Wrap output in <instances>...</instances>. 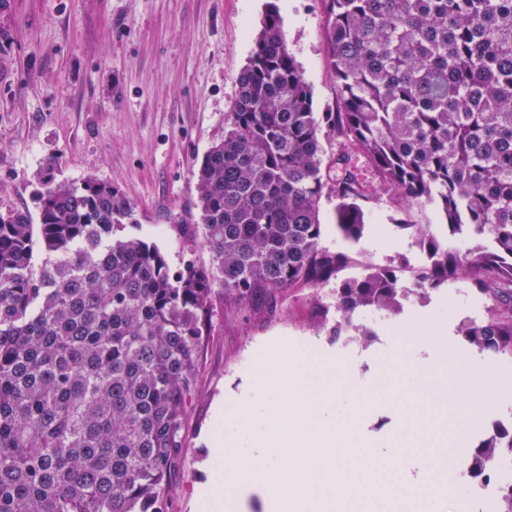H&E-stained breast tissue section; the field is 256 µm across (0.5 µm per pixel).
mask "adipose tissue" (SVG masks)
I'll list each match as a JSON object with an SVG mask.
<instances>
[{"label": "adipose tissue", "instance_id": "adipose-tissue-1", "mask_svg": "<svg viewBox=\"0 0 512 512\" xmlns=\"http://www.w3.org/2000/svg\"><path fill=\"white\" fill-rule=\"evenodd\" d=\"M403 337L426 346L430 358L419 368H406L401 375V383L410 391L422 390L426 375L438 372L444 380L454 385L459 396L455 420L448 436L449 446L455 447L467 436V425L474 413L493 407L498 398V378L479 362L469 361L463 364L448 363L445 350L439 340L436 328L411 326L404 329Z\"/></svg>", "mask_w": 512, "mask_h": 512}]
</instances>
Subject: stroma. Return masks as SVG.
<instances>
[{
	"label": "stroma",
	"mask_w": 512,
	"mask_h": 512,
	"mask_svg": "<svg viewBox=\"0 0 512 512\" xmlns=\"http://www.w3.org/2000/svg\"><path fill=\"white\" fill-rule=\"evenodd\" d=\"M276 3L288 50L309 84L313 108L338 109L335 75L326 60V16L321 0H0V210L36 212L38 179L111 183L137 207L126 235L156 244L171 264L194 255L200 237L195 173L210 146L223 138L268 3ZM353 163L373 192L363 201L369 226L358 245L336 232V204L322 200L325 241L357 248L363 260L387 263L411 250L393 224L396 200L376 193L363 156ZM459 317L482 309L464 285L407 306L388 321L385 335L359 351L331 344L317 327L310 298L280 292L259 308L212 300V327L202 339L196 391L186 421L181 465L172 480L169 512H198V495L211 477V431L218 412L248 397L258 355L282 345L309 350L336 365L337 380L354 379L369 407L353 415L351 439L362 456H395L400 483L420 490L413 505L390 487L366 500L365 512H448L427 477L434 461H447L444 438L452 417L447 393L426 404L398 384L420 351L391 360L397 332L415 318L447 328L449 361L473 358L457 339ZM419 423L436 438L417 443L408 427Z\"/></svg>",
	"instance_id": "stroma-1"
}]
</instances>
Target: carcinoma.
<instances>
[{
  "mask_svg": "<svg viewBox=\"0 0 512 512\" xmlns=\"http://www.w3.org/2000/svg\"><path fill=\"white\" fill-rule=\"evenodd\" d=\"M322 2L340 111L313 110L271 6L196 172L209 266L173 267L123 235L135 205L93 177L44 174L37 215L0 212V512H167L217 294L250 306L307 291L330 342L367 344L361 311L395 317L463 283L486 306L461 340L512 359V0ZM352 151L404 213L439 217L397 224L424 262L337 280L352 258L324 245L320 202L336 200L344 240L363 239ZM509 456L512 425L475 446L481 470Z\"/></svg>",
  "mask_w": 512,
  "mask_h": 512,
  "instance_id": "obj_1",
  "label": "carcinoma"
}]
</instances>
